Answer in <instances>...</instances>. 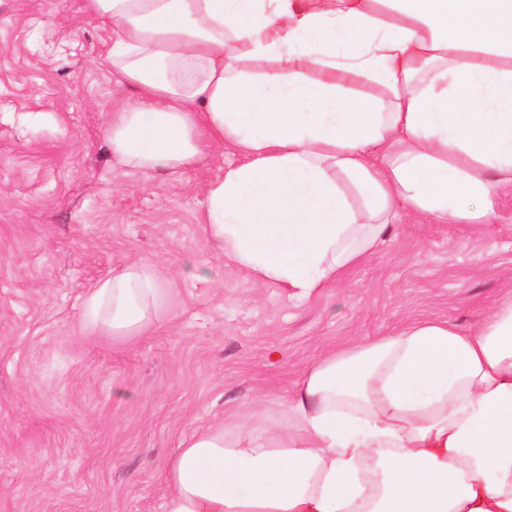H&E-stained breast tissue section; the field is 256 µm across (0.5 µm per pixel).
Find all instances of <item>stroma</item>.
<instances>
[{"label": "stroma", "mask_w": 512, "mask_h": 512, "mask_svg": "<svg viewBox=\"0 0 512 512\" xmlns=\"http://www.w3.org/2000/svg\"><path fill=\"white\" fill-rule=\"evenodd\" d=\"M111 42L83 0H0V512H162L168 464L195 433L279 432L323 352L422 320L467 330L512 289V194L488 224L400 212L308 299L256 281L199 224L232 154L174 173L113 159ZM136 260L165 279L153 327L86 329L85 295Z\"/></svg>", "instance_id": "obj_1"}]
</instances>
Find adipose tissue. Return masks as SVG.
I'll list each match as a JSON object with an SVG mask.
<instances>
[{"label":"adipose tissue","instance_id":"obj_1","mask_svg":"<svg viewBox=\"0 0 512 512\" xmlns=\"http://www.w3.org/2000/svg\"><path fill=\"white\" fill-rule=\"evenodd\" d=\"M135 91L113 157L176 171L237 159L201 226L229 260L305 299L361 262L397 211L482 224L512 189V0H84ZM365 79L376 94L357 91ZM154 265L84 298L83 321L147 332ZM290 431L194 435L164 512H512V291L470 331L447 321L320 359Z\"/></svg>","mask_w":512,"mask_h":512}]
</instances>
